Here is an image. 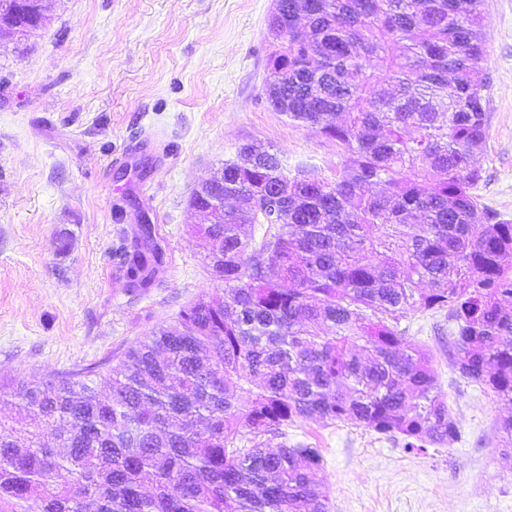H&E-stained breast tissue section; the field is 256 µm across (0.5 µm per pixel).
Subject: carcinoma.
Segmentation results:
<instances>
[{
    "instance_id": "1",
    "label": "carcinoma",
    "mask_w": 512,
    "mask_h": 512,
    "mask_svg": "<svg viewBox=\"0 0 512 512\" xmlns=\"http://www.w3.org/2000/svg\"><path fill=\"white\" fill-rule=\"evenodd\" d=\"M482 2L273 0L265 95L342 167L314 177L240 145L224 223L191 225L224 296L131 346L101 390L0 381V512H330L321 450L288 444L289 427L349 423L410 451L457 438L433 355L404 348L413 312L448 310V360L512 403V223L473 194ZM0 10L31 21L20 0ZM120 257L152 283L150 225Z\"/></svg>"
}]
</instances>
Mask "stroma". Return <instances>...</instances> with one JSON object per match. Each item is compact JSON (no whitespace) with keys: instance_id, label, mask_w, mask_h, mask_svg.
Here are the masks:
<instances>
[{"instance_id":"1","label":"stroma","mask_w":512,"mask_h":512,"mask_svg":"<svg viewBox=\"0 0 512 512\" xmlns=\"http://www.w3.org/2000/svg\"><path fill=\"white\" fill-rule=\"evenodd\" d=\"M272 0H53L42 29L0 38V377L105 372L202 294H223L190 228L193 189L253 143L332 175L335 142L289 121L263 91ZM482 207L512 222V0H483ZM149 223L164 270L129 287L124 237ZM429 347L457 439L408 451L346 424L289 427L320 448L331 512H512V406L449 363L444 312L402 319Z\"/></svg>"}]
</instances>
